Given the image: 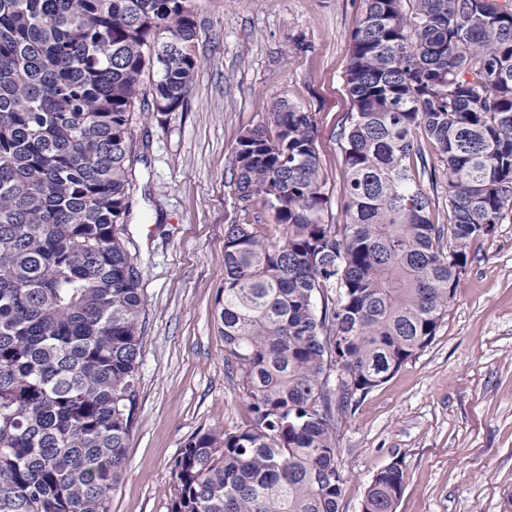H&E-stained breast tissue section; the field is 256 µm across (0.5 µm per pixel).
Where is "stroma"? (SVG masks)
I'll return each mask as SVG.
<instances>
[{"instance_id":"obj_1","label":"stroma","mask_w":512,"mask_h":512,"mask_svg":"<svg viewBox=\"0 0 512 512\" xmlns=\"http://www.w3.org/2000/svg\"><path fill=\"white\" fill-rule=\"evenodd\" d=\"M361 0H199L203 64L184 111L137 114L134 204L117 232L146 296L137 423L111 512H169L185 442L246 426L238 379L214 319L224 285V227L266 222L241 209L236 140L275 96L314 113L329 221L346 223L343 87ZM346 483L339 512H361L373 476L403 459L397 512H504L512 492V223L474 242L431 343L362 397L337 428Z\"/></svg>"}]
</instances>
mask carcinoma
<instances>
[{"instance_id": "carcinoma-1", "label": "carcinoma", "mask_w": 512, "mask_h": 512, "mask_svg": "<svg viewBox=\"0 0 512 512\" xmlns=\"http://www.w3.org/2000/svg\"><path fill=\"white\" fill-rule=\"evenodd\" d=\"M196 0H0V512H110L136 420L134 112H181ZM326 222L314 115L282 96L233 149L215 320L250 424L191 437L170 512H339V420L435 336L471 244L512 221V0H363ZM446 169L450 222L422 184ZM336 289L331 305L316 298ZM341 362L360 395L330 385ZM403 461L364 512H397Z\"/></svg>"}]
</instances>
